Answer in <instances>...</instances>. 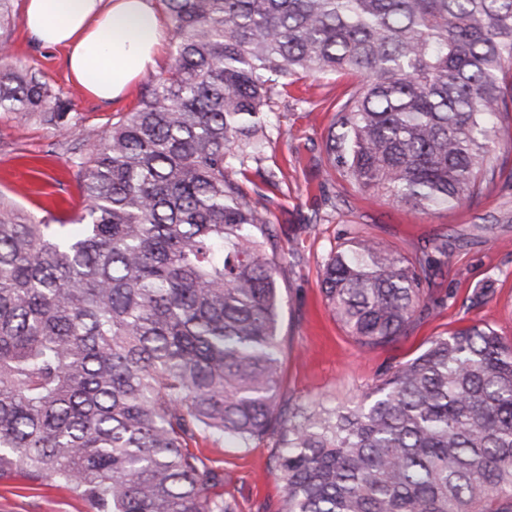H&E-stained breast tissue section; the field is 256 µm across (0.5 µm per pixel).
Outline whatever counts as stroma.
Here are the masks:
<instances>
[{"label": "stroma", "instance_id": "stroma-1", "mask_svg": "<svg viewBox=\"0 0 512 512\" xmlns=\"http://www.w3.org/2000/svg\"><path fill=\"white\" fill-rule=\"evenodd\" d=\"M8 62L41 68L68 96L90 138L104 135L117 113L134 108L138 89L117 103H102L74 83L66 51L42 47L16 22ZM358 83L351 75H302L286 85L273 106L270 141L245 188L268 206L279 250V334L283 341V393L290 402L318 400L333 407L358 399L391 366L419 355L434 337L473 324L512 336V141L502 140L503 166L483 194L456 208L415 212L389 199H368L341 178L324 180V138L334 106ZM282 169L286 185L269 189L261 174ZM0 195L39 218L68 222L86 212L84 178L72 161L67 137L35 121L0 112ZM495 239L486 243L485 226ZM385 240L413 257L430 252L439 235L448 255L430 273L431 303L406 333L390 344L359 347L326 307L323 262L346 232ZM218 476L214 493L234 499L237 512H278L283 483L274 469L278 454L266 438L242 449L199 434L190 445ZM0 512H89L71 487L26 473L0 474Z\"/></svg>", "mask_w": 512, "mask_h": 512}]
</instances>
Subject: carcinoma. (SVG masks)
<instances>
[{"instance_id":"obj_1","label":"carcinoma","mask_w":512,"mask_h":512,"mask_svg":"<svg viewBox=\"0 0 512 512\" xmlns=\"http://www.w3.org/2000/svg\"><path fill=\"white\" fill-rule=\"evenodd\" d=\"M161 3L171 62L94 142L41 70L0 68V112L72 137L88 199L49 224L0 198V473L91 512H236L187 449L206 432L276 439L279 512H512V338L457 329L353 405L285 410L276 235L238 181L284 80L343 72L326 179L420 212L472 201L512 124V0ZM434 263L347 237L326 305L357 345L390 344Z\"/></svg>"}]
</instances>
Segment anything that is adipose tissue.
Wrapping results in <instances>:
<instances>
[{"mask_svg": "<svg viewBox=\"0 0 512 512\" xmlns=\"http://www.w3.org/2000/svg\"><path fill=\"white\" fill-rule=\"evenodd\" d=\"M24 24L42 46L66 48L72 79L103 102L152 70L168 39L152 0H27Z\"/></svg>", "mask_w": 512, "mask_h": 512, "instance_id": "adipose-tissue-1", "label": "adipose tissue"}]
</instances>
